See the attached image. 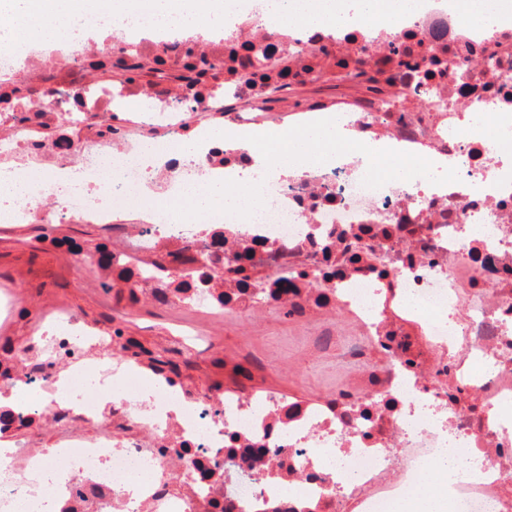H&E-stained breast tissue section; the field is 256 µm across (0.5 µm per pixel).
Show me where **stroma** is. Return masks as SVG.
Masks as SVG:
<instances>
[{
    "instance_id": "obj_1",
    "label": "stroma",
    "mask_w": 512,
    "mask_h": 512,
    "mask_svg": "<svg viewBox=\"0 0 512 512\" xmlns=\"http://www.w3.org/2000/svg\"><path fill=\"white\" fill-rule=\"evenodd\" d=\"M363 94L362 86L327 76L292 86L279 106L285 110L315 101L350 102ZM102 244L113 250L128 247L129 242L109 238L98 224H0V342L17 347L44 334L43 316L55 308L74 312L80 327L91 334L85 350L93 359L100 355L98 337L117 327L155 350L170 347L172 337L181 335L184 327L200 326L214 336V350L199 356L178 351L171 358L180 368L183 384L203 391L231 384L232 360L241 351H251L266 363L287 349L291 331L280 317L244 329L232 322L202 320L183 305L160 309L147 300L130 302L127 292L105 289V275L81 268L84 252ZM255 380L283 394L309 399L321 393L323 384L319 369L313 366L292 375L259 372Z\"/></svg>"
}]
</instances>
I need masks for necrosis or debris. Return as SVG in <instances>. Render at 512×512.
Returning a JSON list of instances; mask_svg holds the SVG:
<instances>
[{
  "label": "necrosis or debris",
  "instance_id": "obj_1",
  "mask_svg": "<svg viewBox=\"0 0 512 512\" xmlns=\"http://www.w3.org/2000/svg\"><path fill=\"white\" fill-rule=\"evenodd\" d=\"M221 41L208 55L223 70L224 91L204 89L209 111L227 126L252 125L232 109L235 94L273 96L281 71H302L313 51L366 66L339 70L365 87L343 125L371 145L427 156L435 171L453 160L457 182L420 178L363 185L362 159L265 181L264 206L248 224L205 215L200 224L168 208L183 189L208 175L243 178L249 154L207 141L193 157L180 146L197 133L183 81L161 85L99 83V64L113 61V37L126 23L95 22L56 43L0 44V178L20 182L26 198L51 207L20 209L0 198L1 224L48 219L108 224L120 230L125 213H139L133 253L164 252L163 266L145 272L130 254L112 259L113 279L162 306L178 303L205 317L239 323L282 311L302 346L271 371L318 361L332 375L320 397L307 400L263 389L239 377L221 391L153 387L148 402L124 397L127 374L108 359L89 362L69 314L55 316V335L15 350L17 369L0 390L18 396L16 414L34 412L70 429L47 452L16 449L0 469V512H386L390 501L417 486L442 451L465 467L496 472L487 482L459 480L458 512H512V156L500 154L479 128L496 120L512 139V25L465 24L450 0H420V9L390 24L362 19L333 29L288 30L290 52L268 60L270 77L246 89L231 61L249 44H270L269 0H233ZM50 88L48 97L14 95L15 78ZM415 86L426 72L415 108L377 87V71ZM134 111L163 136L117 141L111 133L80 137L102 112ZM163 160L146 167L144 153ZM80 183L67 179L71 164ZM209 226L223 228L214 243ZM254 254L243 277L236 258ZM224 288H209L216 264ZM182 294H174V287ZM184 405L169 409L173 395ZM121 415L124 432L87 438L82 424ZM224 463L223 470L212 466ZM180 470L184 492L172 489ZM64 477L53 499L32 490V473Z\"/></svg>",
  "mask_w": 512,
  "mask_h": 512
}]
</instances>
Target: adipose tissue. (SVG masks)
Instances as JSON below:
<instances>
[{
	"label": "adipose tissue",
	"mask_w": 512,
	"mask_h": 512,
	"mask_svg": "<svg viewBox=\"0 0 512 512\" xmlns=\"http://www.w3.org/2000/svg\"><path fill=\"white\" fill-rule=\"evenodd\" d=\"M454 13L472 26L488 20H512V5L505 0H452ZM223 0H0V30L12 40L61 41L80 27L81 21L108 15L142 27H217L224 23ZM349 14L344 0H294L272 12L270 20L285 28L300 24L326 29L346 23ZM458 463L454 456L441 455L433 465L432 481L405 493L389 507L390 512H446L448 486Z\"/></svg>",
	"instance_id": "ef3b65f1"
}]
</instances>
